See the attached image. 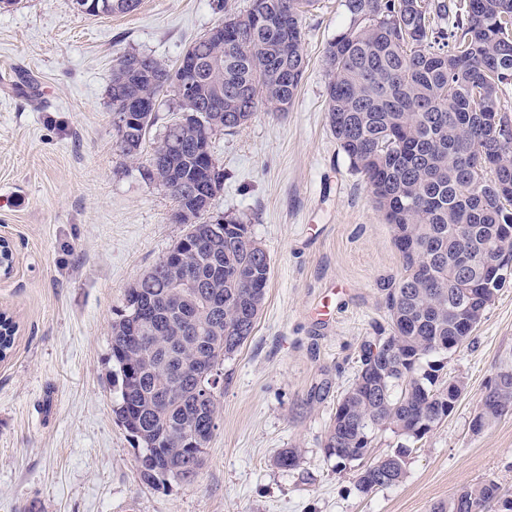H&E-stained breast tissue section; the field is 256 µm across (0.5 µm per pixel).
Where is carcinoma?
<instances>
[{
	"mask_svg": "<svg viewBox=\"0 0 512 512\" xmlns=\"http://www.w3.org/2000/svg\"><path fill=\"white\" fill-rule=\"evenodd\" d=\"M89 15L130 13L140 0H74ZM318 0H251L243 12L224 11V38L211 32L192 42L184 62L197 69L196 118L171 123L143 166L161 177L169 197L189 214V228L151 270L124 294L111 325V357L119 388L118 423L140 447L141 479L153 487L191 484L217 427V389L224 358L251 336L271 276L267 251L250 225L202 222L208 208L194 191L220 174L206 152L212 139L233 133L258 111L286 112L305 70L303 14ZM346 29L326 48L327 120L351 169L368 185L393 230L402 270L388 289L390 328L362 342L359 369L337 401L324 448L344 470L355 462V489L369 495L399 485L407 445L371 456L372 436L389 430L421 440L448 418L466 389L441 376L429 360L448 353L458 328L448 307L486 291L488 276L458 273L477 243L468 224L512 229V190L499 187L497 162L512 153V114L501 96L512 86V0H344ZM171 67L128 53L112 66L109 101L121 152L141 153L157 122L160 96L170 89ZM498 118L483 129L477 113ZM159 154L167 164L152 169ZM245 270L247 288L238 278ZM188 273L193 288L176 280ZM376 341L384 343L372 351ZM209 366L202 379L198 368ZM485 425L512 411V373L486 386ZM300 452L284 448L276 464L299 466ZM512 499L494 478L458 489L432 512H490Z\"/></svg>",
	"mask_w": 512,
	"mask_h": 512,
	"instance_id": "cac0c4a2",
	"label": "carcinoma"
}]
</instances>
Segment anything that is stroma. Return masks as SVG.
<instances>
[{
    "instance_id": "1",
    "label": "stroma",
    "mask_w": 512,
    "mask_h": 512,
    "mask_svg": "<svg viewBox=\"0 0 512 512\" xmlns=\"http://www.w3.org/2000/svg\"><path fill=\"white\" fill-rule=\"evenodd\" d=\"M248 0H140L90 16L73 0L0 8V236L16 250L0 310L19 324L0 360V512H429L486 477L512 490V412L470 422L512 368V279L470 339L439 354L467 389L415 443L396 487L363 495L323 448L361 343L387 325L401 272L392 230L326 120L325 50L346 26L341 0L302 18L306 68L294 106L259 113L214 152L224 184L212 218H241L271 259L255 329L224 361L218 427L197 480L153 487L112 412L110 328L126 289L186 233L174 201L116 144L107 103L115 61L172 65ZM302 453L276 466L281 449Z\"/></svg>"
}]
</instances>
